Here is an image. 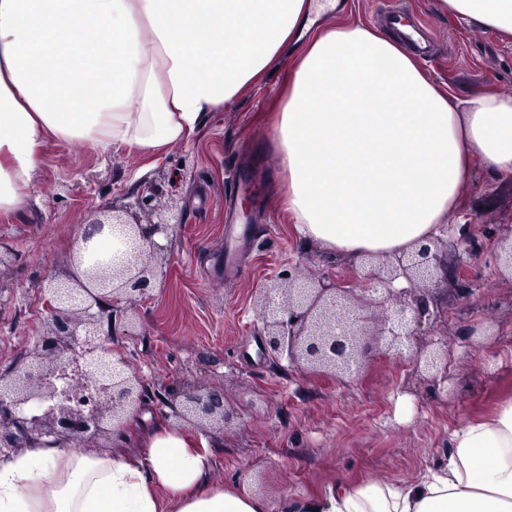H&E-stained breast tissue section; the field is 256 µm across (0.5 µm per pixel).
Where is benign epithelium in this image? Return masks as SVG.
<instances>
[{
	"label": "benign epithelium",
	"instance_id": "obj_1",
	"mask_svg": "<svg viewBox=\"0 0 512 512\" xmlns=\"http://www.w3.org/2000/svg\"><path fill=\"white\" fill-rule=\"evenodd\" d=\"M156 195L155 186L146 184L125 207L128 214L153 218L147 228L119 216L109 223L94 220L96 228L78 244L83 277L71 285L46 278L40 289L43 332L19 365L0 374L1 456L33 444L82 448L102 438H120L129 418L145 404L143 378L110 346L112 334L101 326L134 308L150 284L166 281L165 267L151 261L160 249L153 235L167 233L181 218L158 211ZM121 223L128 227L120 241L123 258L108 260L97 252L93 238ZM442 273L438 253L424 245L363 267L356 282L357 290L372 294L373 306L382 310L375 335L385 340L388 351L443 383L448 359L414 348L416 337L440 312L433 287ZM357 290L340 273L263 289L265 354L292 367L353 377L371 349L365 340L371 316L350 302ZM163 405L203 430H222L229 420L223 394L213 389L186 385L167 394Z\"/></svg>",
	"mask_w": 512,
	"mask_h": 512
}]
</instances>
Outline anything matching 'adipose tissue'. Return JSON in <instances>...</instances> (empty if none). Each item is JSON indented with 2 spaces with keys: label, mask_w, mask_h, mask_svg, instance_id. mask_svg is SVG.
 Here are the masks:
<instances>
[{
  "label": "adipose tissue",
  "mask_w": 512,
  "mask_h": 512,
  "mask_svg": "<svg viewBox=\"0 0 512 512\" xmlns=\"http://www.w3.org/2000/svg\"><path fill=\"white\" fill-rule=\"evenodd\" d=\"M512 40V0H435ZM335 0H0V212L30 203L48 145L156 153L271 65L291 70L273 126L301 242L388 257L446 235L474 166L512 176V98L435 86L401 40L318 26ZM93 35L83 54L71 45ZM174 426L145 455L35 445L0 456V512H271L208 485L218 447ZM280 512H512V399L464 421L412 482L330 484Z\"/></svg>",
  "instance_id": "ef3b65f1"
}]
</instances>
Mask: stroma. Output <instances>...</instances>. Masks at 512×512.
I'll return each mask as SVG.
<instances>
[{"label":"stroma","mask_w":512,"mask_h":512,"mask_svg":"<svg viewBox=\"0 0 512 512\" xmlns=\"http://www.w3.org/2000/svg\"><path fill=\"white\" fill-rule=\"evenodd\" d=\"M345 21L388 29L386 14L426 20L418 59L459 98L488 88L512 97V41L443 14L433 0H347ZM288 77L280 64L189 139L161 158L102 153L87 141L50 145L24 212L0 215V371L31 350L42 332L39 289L46 275L76 273L80 228L100 211L133 202L142 182L157 186L159 210L177 208L155 262L168 268L117 324L115 348L154 393L175 381L219 390L235 416L212 449L209 481L239 485L278 502L333 482L411 481L443 458L449 432L512 397V272L498 254L512 244V179L476 168L452 222L472 221L476 247L440 239L447 267L436 295L445 309L418 337L425 352L448 347V381L371 353L360 378L343 381L273 363L260 350L266 285L355 272L361 261L303 246L280 189L270 137ZM476 275L457 297L460 263ZM471 343H464L468 329Z\"/></svg>","instance_id":"obj_1"}]
</instances>
